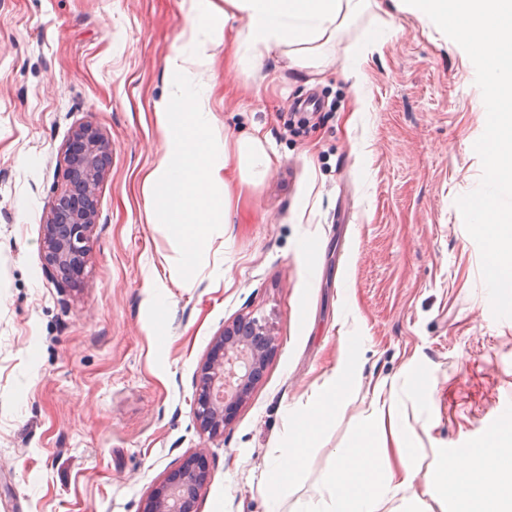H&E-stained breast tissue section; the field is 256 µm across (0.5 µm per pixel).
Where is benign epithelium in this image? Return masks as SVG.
Instances as JSON below:
<instances>
[{
    "label": "benign epithelium",
    "instance_id": "obj_1",
    "mask_svg": "<svg viewBox=\"0 0 512 512\" xmlns=\"http://www.w3.org/2000/svg\"><path fill=\"white\" fill-rule=\"evenodd\" d=\"M112 144L96 127L87 124L76 133L66 158L70 190L58 196L42 225L44 270L50 276L78 282L86 267L87 242L97 224L95 194L107 173ZM224 357L209 362L197 387L195 416L200 427L216 434L232 419L237 406L247 397L252 382L262 372L272 349L266 324L255 317H242L224 328L216 341ZM246 350L247 373L237 377L232 395L215 396L217 382L224 379V365ZM204 467L188 463L176 472L169 485L149 500L145 512H196L198 489L205 483Z\"/></svg>",
    "mask_w": 512,
    "mask_h": 512
}]
</instances>
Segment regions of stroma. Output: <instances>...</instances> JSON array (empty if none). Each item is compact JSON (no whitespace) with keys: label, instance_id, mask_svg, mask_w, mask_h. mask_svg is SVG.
<instances>
[{"label":"stroma","instance_id":"stroma-1","mask_svg":"<svg viewBox=\"0 0 512 512\" xmlns=\"http://www.w3.org/2000/svg\"><path fill=\"white\" fill-rule=\"evenodd\" d=\"M192 17L188 0H0V512H143L194 456L208 471L198 512H267L275 497L295 512L367 427L376 379L399 387L420 479L438 449L461 470L463 449L512 427V287L491 275L512 271V250L492 243L512 237V170L495 161L512 140V90L488 85L484 53L459 44L457 21L406 11L352 27L320 72L283 50L233 67L244 21L216 18L225 38L194 77L211 137L256 132L272 149L222 240L187 263L147 222L142 181L164 148L154 107L175 94L168 60L190 53ZM383 26L390 38L345 73L362 31ZM313 94L321 109L291 132L294 102ZM86 123L112 159L84 275L62 288L44 271L42 224ZM484 201L499 215L490 229ZM246 315L275 350L212 436L195 419L196 381ZM348 338L360 379L288 489L269 484V457Z\"/></svg>","mask_w":512,"mask_h":512}]
</instances>
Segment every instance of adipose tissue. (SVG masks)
<instances>
[{"mask_svg":"<svg viewBox=\"0 0 512 512\" xmlns=\"http://www.w3.org/2000/svg\"><path fill=\"white\" fill-rule=\"evenodd\" d=\"M453 10L469 17L473 29L489 40L512 36V0H413V8ZM380 0H224V15L241 17L240 46L271 51L287 49L295 65L319 69L329 65V47L351 21L377 13ZM156 121L165 148L143 184L146 208L153 223L187 251L205 248L215 225L231 221L227 173L237 167L244 182L256 185L269 168L270 145L246 134L216 148L208 137L211 114L204 106L190 112L173 111L162 103ZM358 373L353 348H345L336 373L317 394L318 403L295 423L288 445L271 460L268 474L285 488L307 460L319 423L345 399L350 380ZM373 425L353 446L338 449L336 465L322 479L318 495L301 502L299 512H512V496L488 495L477 474L496 468L512 481V456L496 446L467 449L468 467L458 471L439 457L434 476L416 489L420 450L402 421L398 395L386 382L372 387Z\"/></svg>","mask_w":512,"mask_h":512,"instance_id":"adipose-tissue-1","label":"adipose tissue"}]
</instances>
